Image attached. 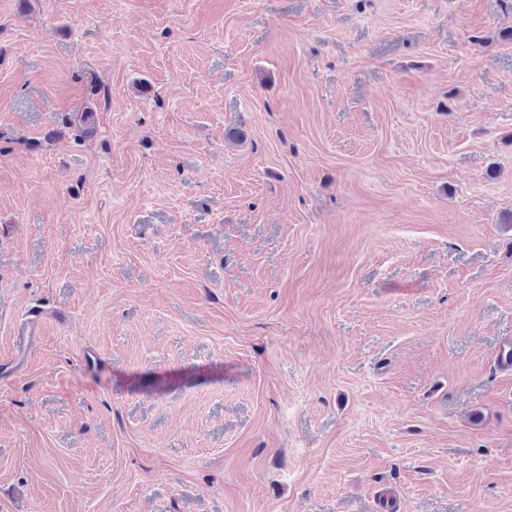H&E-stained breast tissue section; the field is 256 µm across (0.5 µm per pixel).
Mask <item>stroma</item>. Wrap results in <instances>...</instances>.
<instances>
[{
  "label": "stroma",
  "mask_w": 512,
  "mask_h": 512,
  "mask_svg": "<svg viewBox=\"0 0 512 512\" xmlns=\"http://www.w3.org/2000/svg\"><path fill=\"white\" fill-rule=\"evenodd\" d=\"M510 212L512 0H0V512H512Z\"/></svg>",
  "instance_id": "1"
}]
</instances>
